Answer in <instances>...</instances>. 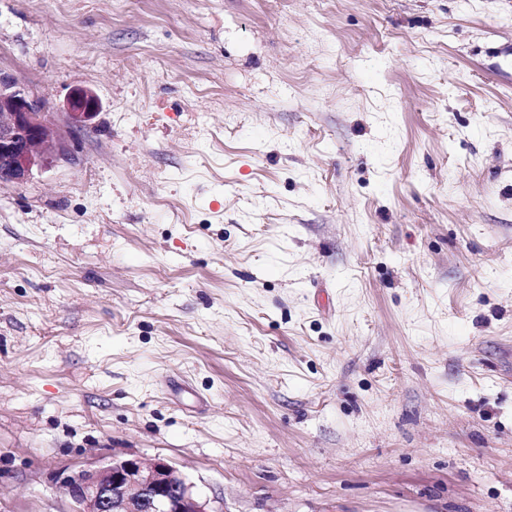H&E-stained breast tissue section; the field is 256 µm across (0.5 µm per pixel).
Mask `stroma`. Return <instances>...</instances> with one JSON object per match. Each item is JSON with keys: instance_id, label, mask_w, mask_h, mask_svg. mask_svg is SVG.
I'll use <instances>...</instances> for the list:
<instances>
[{"instance_id": "1", "label": "stroma", "mask_w": 512, "mask_h": 512, "mask_svg": "<svg viewBox=\"0 0 512 512\" xmlns=\"http://www.w3.org/2000/svg\"><path fill=\"white\" fill-rule=\"evenodd\" d=\"M66 155L0 186V512H512V0H0ZM100 106L98 97L92 91L85 88L74 89L67 104V128L88 126L98 115ZM75 504L71 512H213L168 460L112 457L106 465L59 471Z\"/></svg>"}]
</instances>
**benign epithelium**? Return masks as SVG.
<instances>
[{
    "mask_svg": "<svg viewBox=\"0 0 512 512\" xmlns=\"http://www.w3.org/2000/svg\"><path fill=\"white\" fill-rule=\"evenodd\" d=\"M100 111L90 90L76 88L67 104L68 128H82ZM65 132L42 101L0 72V184L21 182L33 168L61 156ZM56 479L75 504L72 512H212L186 476L168 460L112 457L106 465L62 470Z\"/></svg>",
    "mask_w": 512,
    "mask_h": 512,
    "instance_id": "7a95c632",
    "label": "benign epithelium"
}]
</instances>
